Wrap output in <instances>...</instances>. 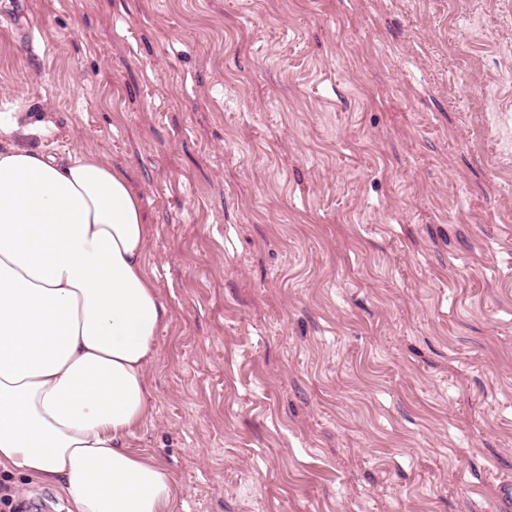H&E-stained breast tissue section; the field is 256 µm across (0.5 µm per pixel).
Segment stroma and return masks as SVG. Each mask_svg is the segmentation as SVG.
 <instances>
[{
  "mask_svg": "<svg viewBox=\"0 0 512 512\" xmlns=\"http://www.w3.org/2000/svg\"><path fill=\"white\" fill-rule=\"evenodd\" d=\"M0 116L139 195L171 512H512V0H0Z\"/></svg>",
  "mask_w": 512,
  "mask_h": 512,
  "instance_id": "1",
  "label": "stroma"
}]
</instances>
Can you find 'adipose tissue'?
Here are the masks:
<instances>
[{
  "label": "adipose tissue",
  "mask_w": 512,
  "mask_h": 512,
  "mask_svg": "<svg viewBox=\"0 0 512 512\" xmlns=\"http://www.w3.org/2000/svg\"><path fill=\"white\" fill-rule=\"evenodd\" d=\"M121 172L90 150L0 151V469L68 512H169L168 472L130 452L169 310Z\"/></svg>",
  "instance_id": "adipose-tissue-1"
}]
</instances>
